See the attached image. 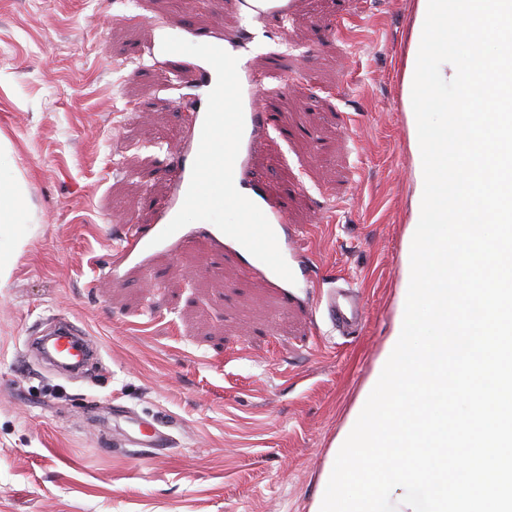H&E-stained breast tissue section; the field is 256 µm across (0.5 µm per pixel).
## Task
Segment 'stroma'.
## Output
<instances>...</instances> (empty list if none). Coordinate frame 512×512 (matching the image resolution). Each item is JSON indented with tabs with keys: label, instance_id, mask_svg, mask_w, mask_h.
Instances as JSON below:
<instances>
[{
	"label": "stroma",
	"instance_id": "obj_1",
	"mask_svg": "<svg viewBox=\"0 0 512 512\" xmlns=\"http://www.w3.org/2000/svg\"><path fill=\"white\" fill-rule=\"evenodd\" d=\"M415 0H309L245 28L279 114L254 159L288 198L292 286L217 255L213 224L128 271L177 165L194 56L155 59L147 22L193 40L238 25L224 0H0V512H309L330 449L396 318L414 158L401 81ZM356 291L341 335L326 307ZM54 321L99 348L83 377L49 370L30 337ZM153 424L168 444L139 441ZM327 308L336 321V326L354 333L359 327L361 310L356 295L345 289L330 294L326 300Z\"/></svg>",
	"mask_w": 512,
	"mask_h": 512
}]
</instances>
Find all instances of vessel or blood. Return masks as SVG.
<instances>
[{
	"instance_id": "1",
	"label": "vessel or blood",
	"mask_w": 512,
	"mask_h": 512,
	"mask_svg": "<svg viewBox=\"0 0 512 512\" xmlns=\"http://www.w3.org/2000/svg\"><path fill=\"white\" fill-rule=\"evenodd\" d=\"M234 6L244 21L265 24L296 14L301 8V0H234ZM215 44L238 59L245 127L234 165L235 186L261 209L270 224L287 223L286 198L268 194L252 165L264 133L274 130L277 126V114L264 103L263 81L247 58L248 49L240 31L231 29L218 34ZM205 111L206 105L202 102L191 110L188 137L180 163L174 171L172 193L164 207L158 211L154 228L149 232H139L135 235L130 250L137 253L140 259H147L152 251L151 240L170 223L183 205L191 180L192 165L199 149ZM326 303L337 326L350 331L358 329L361 310L352 291L337 290L328 296ZM55 334L56 338L49 347L50 354L67 366H81L89 357L90 351L81 337L80 330L68 323L57 326Z\"/></svg>"
}]
</instances>
